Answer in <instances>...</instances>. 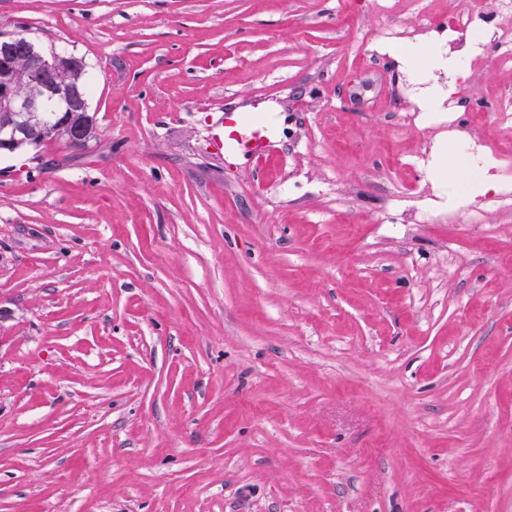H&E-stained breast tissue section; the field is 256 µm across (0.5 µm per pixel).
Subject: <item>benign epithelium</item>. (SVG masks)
Instances as JSON below:
<instances>
[{
  "instance_id": "obj_1",
  "label": "benign epithelium",
  "mask_w": 512,
  "mask_h": 512,
  "mask_svg": "<svg viewBox=\"0 0 512 512\" xmlns=\"http://www.w3.org/2000/svg\"><path fill=\"white\" fill-rule=\"evenodd\" d=\"M71 60L44 56L26 35L0 37V112H21L29 119L47 112L57 128L67 130L68 141L81 146L91 133L87 124H73L75 112L88 111L76 88ZM23 125L0 126V154L14 153L28 143Z\"/></svg>"
}]
</instances>
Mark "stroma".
<instances>
[{
  "mask_svg": "<svg viewBox=\"0 0 512 512\" xmlns=\"http://www.w3.org/2000/svg\"><path fill=\"white\" fill-rule=\"evenodd\" d=\"M469 2L0 0L98 133L0 155V512H512V207L428 177L512 54L404 60Z\"/></svg>",
  "mask_w": 512,
  "mask_h": 512,
  "instance_id": "obj_1",
  "label": "stroma"
}]
</instances>
